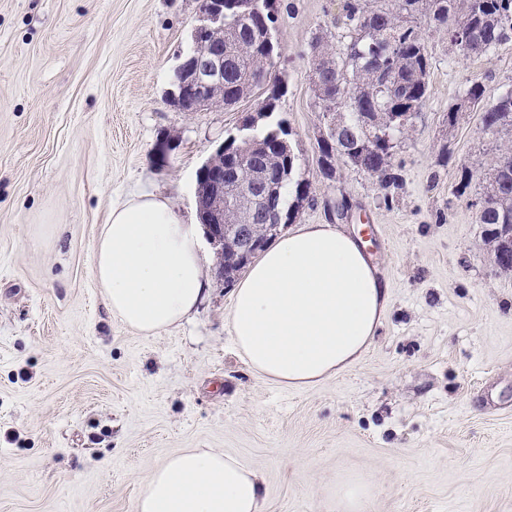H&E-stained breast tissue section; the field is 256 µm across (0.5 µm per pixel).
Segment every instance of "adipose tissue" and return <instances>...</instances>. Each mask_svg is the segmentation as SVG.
Wrapping results in <instances>:
<instances>
[{"instance_id":"1","label":"adipose tissue","mask_w":512,"mask_h":512,"mask_svg":"<svg viewBox=\"0 0 512 512\" xmlns=\"http://www.w3.org/2000/svg\"><path fill=\"white\" fill-rule=\"evenodd\" d=\"M199 229L144 193L112 208L97 239L95 279L113 318L145 335L188 319L204 292ZM388 303L366 243L330 224L280 237L233 294L234 343L257 374L309 388L356 362ZM253 467L218 449L186 448L151 472L138 512H261Z\"/></svg>"}]
</instances>
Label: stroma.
<instances>
[{
	"mask_svg": "<svg viewBox=\"0 0 512 512\" xmlns=\"http://www.w3.org/2000/svg\"><path fill=\"white\" fill-rule=\"evenodd\" d=\"M342 0H280L278 118L311 183L294 224L351 220L389 285L364 356L309 389L255 373L227 316L232 288L208 249L196 312L155 336L112 317L94 276L112 207L153 192L197 222L196 171L254 102L181 112L168 102L199 0H0V512H137L151 469L185 448L255 467L261 512H512V274L473 203L450 187L490 161L478 113L448 109L469 81L512 88V39L458 55L426 30L430 100L395 156L392 204L366 174L323 178L325 118L310 43Z\"/></svg>",
	"mask_w": 512,
	"mask_h": 512,
	"instance_id": "obj_1",
	"label": "stroma"
}]
</instances>
